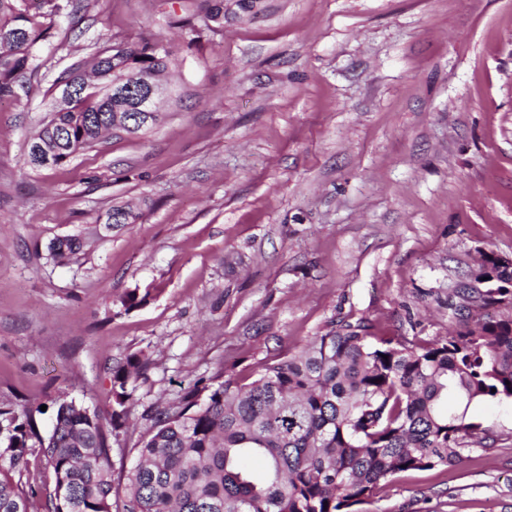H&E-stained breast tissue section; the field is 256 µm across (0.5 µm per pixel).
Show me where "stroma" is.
I'll list each match as a JSON object with an SVG mask.
<instances>
[{
  "instance_id": "stroma-1",
  "label": "stroma",
  "mask_w": 512,
  "mask_h": 512,
  "mask_svg": "<svg viewBox=\"0 0 512 512\" xmlns=\"http://www.w3.org/2000/svg\"><path fill=\"white\" fill-rule=\"evenodd\" d=\"M154 34L181 62L163 121L31 169L58 74ZM35 64L0 101V405L109 413L139 355L114 499L150 410L251 382L335 320L427 344L480 254L512 257V0H224L219 29L191 0H79ZM117 205L137 223L107 226ZM468 416L490 441L358 512H512V404Z\"/></svg>"
}]
</instances>
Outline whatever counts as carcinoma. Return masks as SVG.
<instances>
[{"label": "carcinoma", "instance_id": "carcinoma-1", "mask_svg": "<svg viewBox=\"0 0 512 512\" xmlns=\"http://www.w3.org/2000/svg\"><path fill=\"white\" fill-rule=\"evenodd\" d=\"M204 21L224 25V0H203ZM62 0H0V97L35 61L34 48L51 37L50 19ZM178 59L159 39L114 46L93 59L92 78L80 68L60 73L57 89L74 86L65 106L45 104L46 119L27 145L56 166L92 147L119 125L138 134L156 119L129 118L133 97L112 92L120 76H159ZM122 206L108 224H133ZM80 249L79 239L53 243L58 259ZM474 280L460 283L448 302L458 329L417 346L373 338L363 320H340L297 352L265 366L252 382L227 379L194 387L175 407L155 415L151 433L127 471L121 512H354L403 470L453 467L463 450L486 440L467 417L474 402L512 400V316L500 311L512 296V268L483 255ZM136 354L112 369L107 417L74 400L52 401V429L41 435L32 410L0 406V512H32L22 482L27 456L38 453L54 477L47 512H112V446L129 419V382L141 367ZM460 410L450 411L448 398ZM262 455L261 479L243 466Z\"/></svg>", "mask_w": 512, "mask_h": 512}]
</instances>
